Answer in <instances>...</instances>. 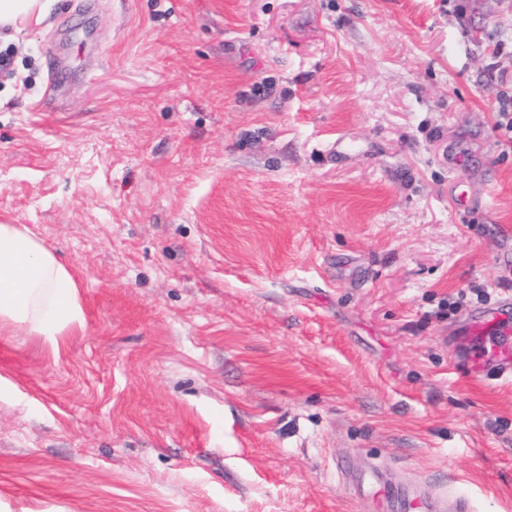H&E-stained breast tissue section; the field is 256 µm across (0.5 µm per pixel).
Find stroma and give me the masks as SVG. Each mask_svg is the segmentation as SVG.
<instances>
[{"label":"stroma","instance_id":"35a3bbf8","mask_svg":"<svg viewBox=\"0 0 512 512\" xmlns=\"http://www.w3.org/2000/svg\"><path fill=\"white\" fill-rule=\"evenodd\" d=\"M0 51V222L85 318L0 333V512H368L370 466L512 512L456 360L512 295V0H49Z\"/></svg>","mask_w":512,"mask_h":512}]
</instances>
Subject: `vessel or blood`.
<instances>
[{
  "label": "vessel or blood",
  "instance_id": "vessel-or-blood-1",
  "mask_svg": "<svg viewBox=\"0 0 512 512\" xmlns=\"http://www.w3.org/2000/svg\"><path fill=\"white\" fill-rule=\"evenodd\" d=\"M469 336L476 343L468 355L469 370L477 375L495 371L497 376L512 378V324L505 313L487 309L470 325ZM368 502L372 512H392L395 506L409 508L410 512H472L468 497L424 498L411 494L386 481L379 470H372Z\"/></svg>",
  "mask_w": 512,
  "mask_h": 512
}]
</instances>
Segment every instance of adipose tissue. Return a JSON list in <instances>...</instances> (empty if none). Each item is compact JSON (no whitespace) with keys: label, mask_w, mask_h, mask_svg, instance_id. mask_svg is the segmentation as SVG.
<instances>
[{"label":"adipose tissue","mask_w":512,"mask_h":512,"mask_svg":"<svg viewBox=\"0 0 512 512\" xmlns=\"http://www.w3.org/2000/svg\"><path fill=\"white\" fill-rule=\"evenodd\" d=\"M82 322L66 266L24 225L0 223V331L24 329L52 341Z\"/></svg>","instance_id":"obj_1"}]
</instances>
